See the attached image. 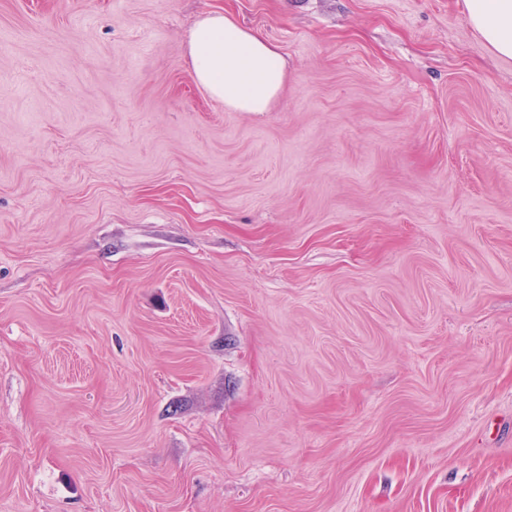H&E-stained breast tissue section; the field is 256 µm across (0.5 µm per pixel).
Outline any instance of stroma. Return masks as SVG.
I'll list each match as a JSON object with an SVG mask.
<instances>
[{"label": "stroma", "instance_id": "35a3bbf8", "mask_svg": "<svg viewBox=\"0 0 512 512\" xmlns=\"http://www.w3.org/2000/svg\"><path fill=\"white\" fill-rule=\"evenodd\" d=\"M216 11L270 111L196 82ZM0 512H512V59L464 0H0ZM188 52L194 77L208 94L238 112H267L285 78L279 49L222 12L191 30Z\"/></svg>", "mask_w": 512, "mask_h": 512}]
</instances>
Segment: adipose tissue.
I'll return each mask as SVG.
<instances>
[{
  "label": "adipose tissue",
  "mask_w": 512,
  "mask_h": 512,
  "mask_svg": "<svg viewBox=\"0 0 512 512\" xmlns=\"http://www.w3.org/2000/svg\"><path fill=\"white\" fill-rule=\"evenodd\" d=\"M466 20L501 56L512 58V0H465ZM194 77L208 94L238 112L268 111L285 78L279 49L221 12L191 30Z\"/></svg>",
  "instance_id": "adipose-tissue-1"
}]
</instances>
